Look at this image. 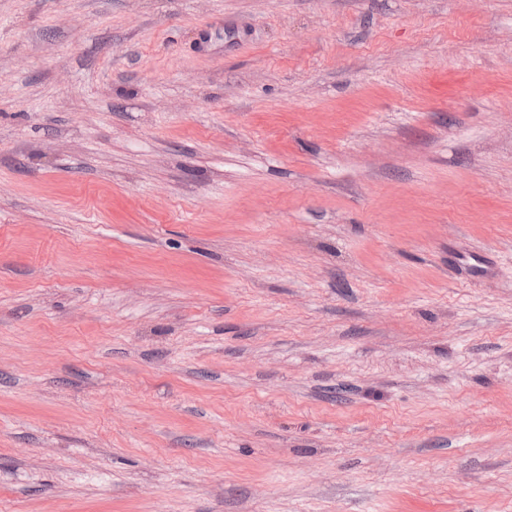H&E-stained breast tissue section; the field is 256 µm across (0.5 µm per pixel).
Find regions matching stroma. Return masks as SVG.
Here are the masks:
<instances>
[{"instance_id":"obj_1","label":"stroma","mask_w":512,"mask_h":512,"mask_svg":"<svg viewBox=\"0 0 512 512\" xmlns=\"http://www.w3.org/2000/svg\"><path fill=\"white\" fill-rule=\"evenodd\" d=\"M0 512H512V0H0Z\"/></svg>"}]
</instances>
